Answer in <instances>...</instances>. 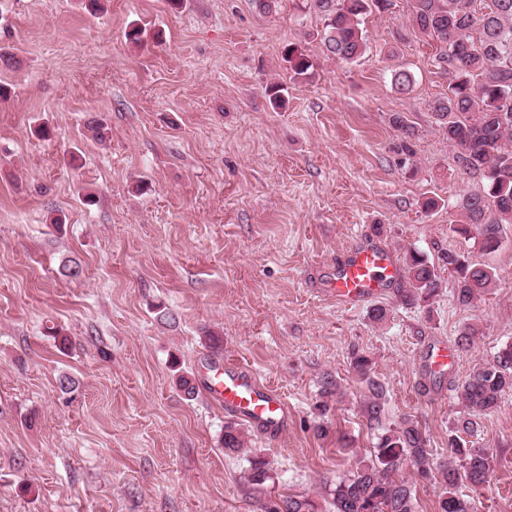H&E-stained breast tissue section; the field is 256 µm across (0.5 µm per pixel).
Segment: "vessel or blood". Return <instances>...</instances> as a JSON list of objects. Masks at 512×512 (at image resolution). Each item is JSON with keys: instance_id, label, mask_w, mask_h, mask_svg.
Instances as JSON below:
<instances>
[{"instance_id": "1", "label": "vessel or blood", "mask_w": 512, "mask_h": 512, "mask_svg": "<svg viewBox=\"0 0 512 512\" xmlns=\"http://www.w3.org/2000/svg\"><path fill=\"white\" fill-rule=\"evenodd\" d=\"M399 277L394 254L374 240L361 238L336 264L328 283L331 296L347 305H359L382 295ZM210 395L226 411L275 437L288 426V407L278 393L255 374L232 360L215 363L206 382Z\"/></svg>"}]
</instances>
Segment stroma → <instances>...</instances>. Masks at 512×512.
Returning a JSON list of instances; mask_svg holds the SVG:
<instances>
[{"instance_id":"obj_1","label":"stroma","mask_w":512,"mask_h":512,"mask_svg":"<svg viewBox=\"0 0 512 512\" xmlns=\"http://www.w3.org/2000/svg\"><path fill=\"white\" fill-rule=\"evenodd\" d=\"M85 5L0 0V512H256L252 454L269 463L266 497L304 494L328 512L330 489L377 442L358 354L385 386L386 424L412 419L447 460L457 386L512 343V224L490 254L451 230L483 179L431 109L448 72L413 25L414 0L366 16L369 49L353 64L326 50L320 13L300 0L267 14L250 0ZM292 46L313 64L306 80L292 77ZM402 68L414 77L404 95ZM273 82L286 108L271 107ZM42 123L49 138L34 133ZM361 234L437 261L438 292L408 306L388 289L382 323L371 303L329 297ZM451 251L498 274L471 306L439 261ZM69 259L79 276L63 275ZM469 324L480 336L434 371L432 349ZM224 357L288 405L282 437L245 427V455L225 453L233 418L204 384ZM65 374L75 391L60 390ZM327 375L339 398H322ZM471 439L493 457L478 512H512V392Z\"/></svg>"}]
</instances>
